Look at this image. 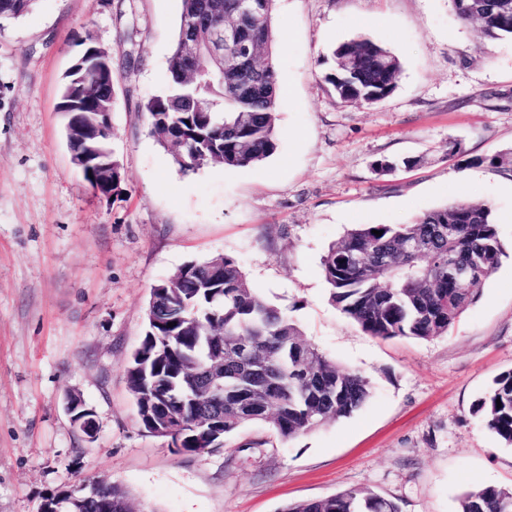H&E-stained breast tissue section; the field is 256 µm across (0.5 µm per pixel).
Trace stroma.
<instances>
[{
	"mask_svg": "<svg viewBox=\"0 0 512 512\" xmlns=\"http://www.w3.org/2000/svg\"><path fill=\"white\" fill-rule=\"evenodd\" d=\"M180 11L38 0L0 22V512H37L101 478L155 512H280L357 487L400 512H458L473 486L512 488V446L473 412L512 368V39L484 38L450 0H275L276 153L184 173L142 110L166 87ZM363 38L402 63L372 106L340 102L324 80L333 47ZM91 45L112 56L124 182L108 200L73 166L57 110ZM458 200L492 208L509 254L447 335L384 341L336 309L321 259L348 229ZM217 255L369 381L359 411L286 443L253 423L203 454L145 432L125 366L150 291ZM74 392L96 411L93 441L66 411Z\"/></svg>",
	"mask_w": 512,
	"mask_h": 512,
	"instance_id": "1",
	"label": "stroma"
}]
</instances>
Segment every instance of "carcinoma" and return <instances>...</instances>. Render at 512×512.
<instances>
[{
    "mask_svg": "<svg viewBox=\"0 0 512 512\" xmlns=\"http://www.w3.org/2000/svg\"><path fill=\"white\" fill-rule=\"evenodd\" d=\"M457 16L475 22L488 39L512 37V0H451ZM35 0H0V20L26 15ZM254 14L240 18L236 0H181L179 27L168 58L165 92L143 106L148 132L160 144L176 146L174 161L184 172L209 164L229 168L258 164L278 146V73L270 57L275 40L274 0H255ZM239 28L262 55L242 59L236 45L223 43L216 58L190 61L216 28ZM334 68L325 75L343 102L374 104L396 89L399 58L368 40H350L332 50ZM112 58L86 49L77 73L62 87L63 100L85 111L106 105L111 92ZM380 231L377 236L373 231ZM359 254V264L350 255ZM475 271V289L448 281V255ZM506 249L497 220L486 205L457 201L426 211L403 224L351 228L322 258L331 302L373 337L441 336L475 301L478 289L499 268ZM152 316L126 368L127 385L148 433L163 419H208L221 434L183 428L168 436L176 453L201 454L253 422L267 423L282 441L293 440L329 420L347 418L370 398L368 380L341 367L302 339L288 314L253 289L231 257L184 265L173 278L151 289ZM174 326H168V323ZM246 346L254 374L237 355ZM224 353V393L207 397L205 381L194 372ZM474 413L512 445V369L497 375L474 404ZM460 512H512V489L482 486L465 492ZM84 512H132L120 486L102 491ZM280 512H399L391 500L366 488L285 505Z\"/></svg>",
    "mask_w": 512,
    "mask_h": 512,
    "instance_id": "cac0c4a2",
    "label": "carcinoma"
}]
</instances>
